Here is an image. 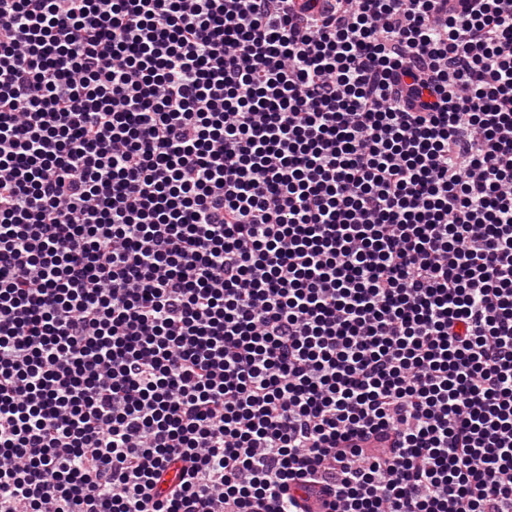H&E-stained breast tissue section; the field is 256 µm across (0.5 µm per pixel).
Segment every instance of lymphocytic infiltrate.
<instances>
[{"label":"lymphocytic infiltrate","instance_id":"lymphocytic-infiltrate-1","mask_svg":"<svg viewBox=\"0 0 512 512\" xmlns=\"http://www.w3.org/2000/svg\"><path fill=\"white\" fill-rule=\"evenodd\" d=\"M512 512V0H0V512Z\"/></svg>","mask_w":512,"mask_h":512}]
</instances>
